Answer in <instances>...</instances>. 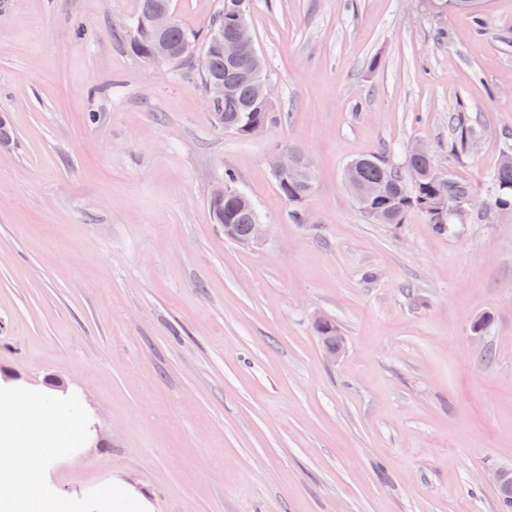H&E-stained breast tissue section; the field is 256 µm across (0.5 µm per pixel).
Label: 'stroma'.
<instances>
[{
	"label": "stroma",
	"instance_id": "1",
	"mask_svg": "<svg viewBox=\"0 0 512 512\" xmlns=\"http://www.w3.org/2000/svg\"><path fill=\"white\" fill-rule=\"evenodd\" d=\"M138 6L0 0L18 138L0 147V372L62 380L102 435L56 463L59 490L120 478L153 512H499L512 209L485 206L512 149V0H478L479 28L427 0H252L279 120L249 139L213 126L191 63L128 51ZM416 140L470 190L449 233L373 223L345 185L353 159L399 165ZM281 145L314 160L310 223L273 178ZM228 170L270 226L259 242L214 222ZM455 121L454 131L456 133V141L451 151L452 154L458 158L459 156L468 153L469 142L473 135V128L465 113H458L455 117Z\"/></svg>",
	"mask_w": 512,
	"mask_h": 512
}]
</instances>
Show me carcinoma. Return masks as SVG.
Listing matches in <instances>:
<instances>
[{
	"label": "carcinoma",
	"instance_id": "obj_1",
	"mask_svg": "<svg viewBox=\"0 0 512 512\" xmlns=\"http://www.w3.org/2000/svg\"><path fill=\"white\" fill-rule=\"evenodd\" d=\"M171 6V0H141L139 11L132 20V25L146 20L156 10ZM224 32V37L230 36L228 17L224 11V0H219V8L210 22L205 35L200 36L195 31L178 22L165 36L173 59L177 63L188 60L182 55L185 45H190V52L201 48V59L197 76L201 84L215 77H224V123L234 124L245 112H253L267 124L277 122V116L273 109L266 104L259 103L252 96L251 70L257 69L266 73L262 58L245 65L242 68L231 67L227 57L224 56V44L215 40L219 32ZM152 38L146 31L140 33L131 30L129 42L130 50L134 55L151 47ZM456 141L452 147V154L456 157L468 153L473 128L469 118L459 113L455 117ZM353 166L352 192L356 193L365 185L375 181H381L388 187V202L384 206L383 218L378 220L380 224H402L412 213L424 216L434 232L442 234L448 231V224H440L429 212L426 202L436 192L451 191L456 194H466L468 190L449 179L440 176L429 157H410L405 166H393L380 156L369 155L357 158L350 162ZM491 181L495 188L492 206L503 209L512 205V154L503 157L497 168L491 175ZM280 194L292 206L291 217L295 222H300L298 212L300 201L297 197H306L309 189L299 186L285 178H275ZM216 223H224V213L231 212V223L236 225L239 241L248 237L250 224L259 214L250 200L240 203L234 202H210ZM324 349L343 346V338L339 336L336 326L328 325L324 330L317 332Z\"/></svg>",
	"mask_w": 512,
	"mask_h": 512
}]
</instances>
